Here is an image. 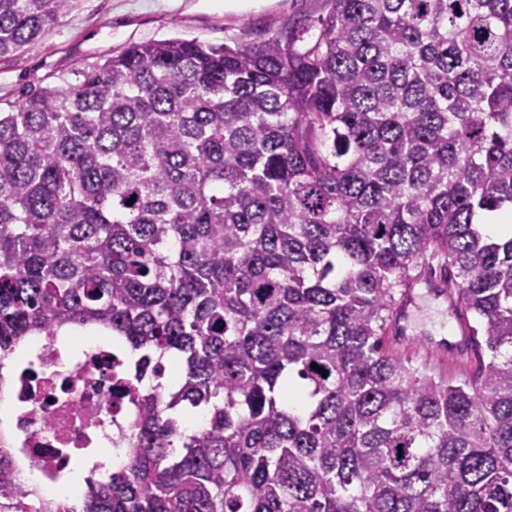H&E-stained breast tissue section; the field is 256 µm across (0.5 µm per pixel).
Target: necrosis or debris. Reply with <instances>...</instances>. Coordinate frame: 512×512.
Here are the masks:
<instances>
[{
    "mask_svg": "<svg viewBox=\"0 0 512 512\" xmlns=\"http://www.w3.org/2000/svg\"><path fill=\"white\" fill-rule=\"evenodd\" d=\"M138 384L111 345L90 341L73 350L54 336L32 342L9 390L15 411L0 424L16 489L35 480L56 495L61 473L104 441L112 467L128 466L126 436L138 406L126 391Z\"/></svg>",
    "mask_w": 512,
    "mask_h": 512,
    "instance_id": "necrosis-or-debris-1",
    "label": "necrosis or debris"
}]
</instances>
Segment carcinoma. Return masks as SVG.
Masks as SVG:
<instances>
[{"instance_id": "obj_1", "label": "carcinoma", "mask_w": 512, "mask_h": 512, "mask_svg": "<svg viewBox=\"0 0 512 512\" xmlns=\"http://www.w3.org/2000/svg\"><path fill=\"white\" fill-rule=\"evenodd\" d=\"M69 6L0 0V58ZM505 210L512 0L132 44L0 108V365L66 324L154 380L178 360L80 512H512V236L482 222ZM429 257L471 319L461 379L386 344Z\"/></svg>"}]
</instances>
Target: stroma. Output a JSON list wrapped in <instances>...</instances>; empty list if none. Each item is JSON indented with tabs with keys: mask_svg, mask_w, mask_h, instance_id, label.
I'll return each mask as SVG.
<instances>
[{
	"mask_svg": "<svg viewBox=\"0 0 512 512\" xmlns=\"http://www.w3.org/2000/svg\"><path fill=\"white\" fill-rule=\"evenodd\" d=\"M328 0H266L246 13L228 12L224 0H72L45 35L17 56L0 58V100H16L20 88L86 61L121 51L128 45L169 38L206 44H251L296 24L312 23L327 11ZM422 273L406 322L417 341L409 357L427 363L436 374L462 377L429 345L456 334L457 321L448 304L426 286Z\"/></svg>",
	"mask_w": 512,
	"mask_h": 512,
	"instance_id": "35a3bbf8",
	"label": "stroma"
}]
</instances>
